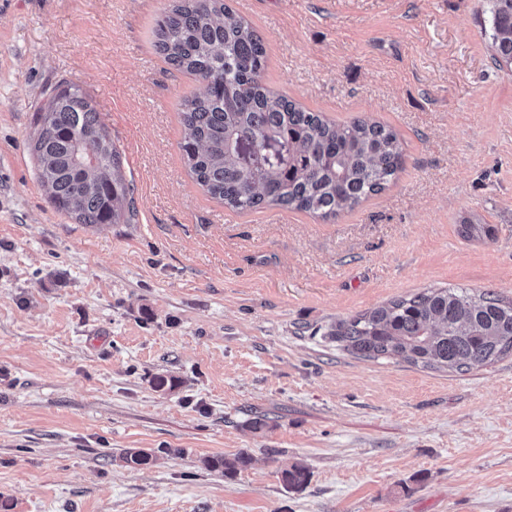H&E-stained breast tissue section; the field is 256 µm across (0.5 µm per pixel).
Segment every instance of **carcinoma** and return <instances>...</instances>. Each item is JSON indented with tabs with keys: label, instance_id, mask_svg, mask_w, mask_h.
Here are the masks:
<instances>
[{
	"label": "carcinoma",
	"instance_id": "1",
	"mask_svg": "<svg viewBox=\"0 0 512 512\" xmlns=\"http://www.w3.org/2000/svg\"><path fill=\"white\" fill-rule=\"evenodd\" d=\"M493 60L512 66V0H490ZM154 47L174 68L204 84L181 103L180 150L196 182L213 198L244 212L279 205L334 218L353 209L401 169L396 134L355 118L343 124L297 106L263 82L261 38L224 0H172L157 19ZM38 177L50 202L78 224H129L134 188L88 96L61 89L33 137ZM343 349L371 360L402 359L459 373L512 352V301L491 292L428 288L336 324ZM152 454L129 449V467ZM251 457L213 458L209 468L232 475ZM291 488L305 486L304 466L282 472Z\"/></svg>",
	"mask_w": 512,
	"mask_h": 512
}]
</instances>
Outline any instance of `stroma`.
Here are the masks:
<instances>
[{"instance_id":"35a3bbf8","label":"stroma","mask_w":512,"mask_h":512,"mask_svg":"<svg viewBox=\"0 0 512 512\" xmlns=\"http://www.w3.org/2000/svg\"><path fill=\"white\" fill-rule=\"evenodd\" d=\"M226 3L268 88L381 123L402 168L333 219L233 211L182 159L202 84L153 46L167 0H0V512H512V354L435 371L330 335L427 288L512 299V68L489 0ZM67 85L119 151L134 223H76L38 179L31 140ZM243 451L237 475L205 465Z\"/></svg>"}]
</instances>
